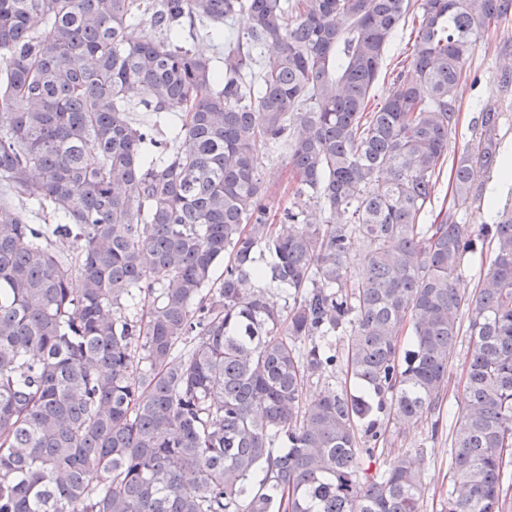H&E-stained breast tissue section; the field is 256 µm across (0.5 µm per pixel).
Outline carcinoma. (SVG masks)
Returning <instances> with one entry per match:
<instances>
[{
    "instance_id": "carcinoma-1",
    "label": "carcinoma",
    "mask_w": 512,
    "mask_h": 512,
    "mask_svg": "<svg viewBox=\"0 0 512 512\" xmlns=\"http://www.w3.org/2000/svg\"><path fill=\"white\" fill-rule=\"evenodd\" d=\"M509 21L512 0H0V512H421L424 459L389 425L439 429L464 320L443 510L512 512V208L458 221L501 113L479 114L430 216L457 87ZM199 25L224 38L219 68L187 45ZM259 141L288 148L279 215ZM411 29L410 19L406 20L405 25L401 24L396 37L390 43L387 55L379 74L378 80L375 84L373 95L370 104L375 106L383 102L391 89V75L390 72L395 65L404 59L409 53V34ZM452 177H451V158L441 171L439 181L435 187L432 198V210L437 213L440 207H448L452 201ZM491 255V250H488L487 247L483 249V252L478 250L477 253L468 255L461 275L456 282L457 288L468 293L471 292L473 288H476L478 281L487 270Z\"/></svg>"
}]
</instances>
